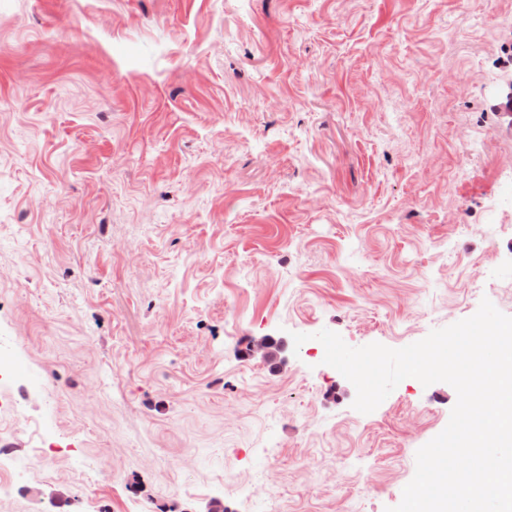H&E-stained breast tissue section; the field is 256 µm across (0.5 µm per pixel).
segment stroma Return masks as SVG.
<instances>
[{"instance_id": "stroma-1", "label": "stroma", "mask_w": 512, "mask_h": 512, "mask_svg": "<svg viewBox=\"0 0 512 512\" xmlns=\"http://www.w3.org/2000/svg\"><path fill=\"white\" fill-rule=\"evenodd\" d=\"M511 80L512 0H0V512L397 506L457 394L314 335L512 316Z\"/></svg>"}]
</instances>
